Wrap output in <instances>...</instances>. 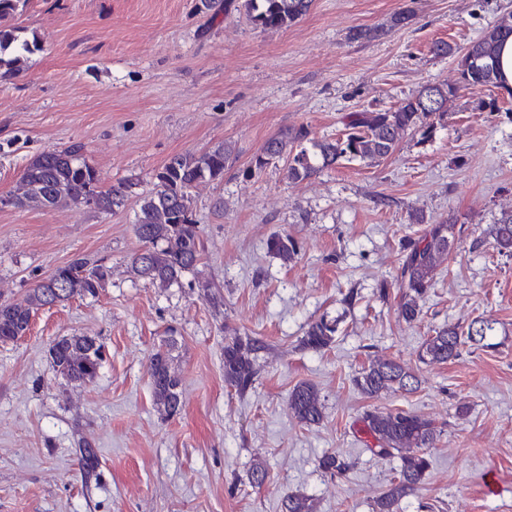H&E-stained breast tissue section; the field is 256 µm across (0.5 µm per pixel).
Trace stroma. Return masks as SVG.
<instances>
[{
	"label": "stroma",
	"mask_w": 512,
	"mask_h": 512,
	"mask_svg": "<svg viewBox=\"0 0 512 512\" xmlns=\"http://www.w3.org/2000/svg\"><path fill=\"white\" fill-rule=\"evenodd\" d=\"M408 8L412 21L392 26ZM509 11L512 0H313L296 23L269 30L224 0H30L15 24L42 48L0 81V195L34 155L80 143L102 186L130 184L133 201L113 214L0 207V302L78 256L112 269L96 295L44 307L26 336L0 343V512H280L290 495L313 512H374L399 465L367 448L361 418L375 405L415 411L439 431L399 512H512V258L490 236L512 211V95L461 92L432 137L405 133L376 163L342 160L302 182L281 161L246 174L282 130L334 139L348 113L456 82L457 56H433L432 44L464 49ZM360 28L379 34L355 38ZM223 142L234 147L223 180L193 191L202 261L178 286L133 278L135 196L171 156ZM446 219L462 232L420 321L406 323L394 285L403 246ZM277 233L297 242L293 261L268 252ZM479 318L495 323L484 345L420 359L435 331ZM320 319L337 325L331 346L303 349ZM231 333L263 344L243 393L224 381ZM72 335L104 345L93 381L67 382L51 363V345ZM161 346L180 380L171 418L151 388ZM377 355L411 368L417 389L361 394L354 379ZM303 381L324 404L311 426L288 409ZM83 440L97 452L88 476ZM332 452L350 462L345 475L319 468ZM258 460L269 472L260 489Z\"/></svg>",
	"instance_id": "obj_1"
}]
</instances>
